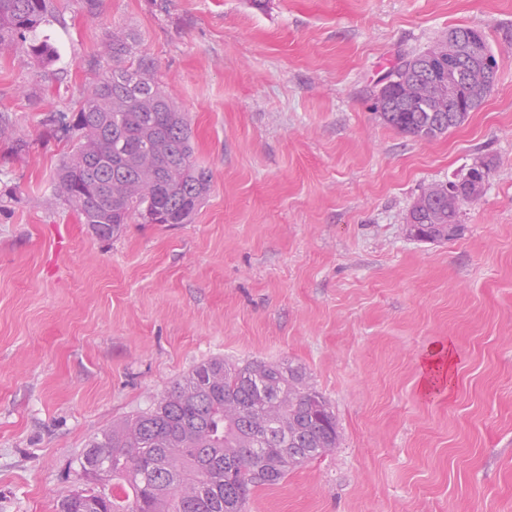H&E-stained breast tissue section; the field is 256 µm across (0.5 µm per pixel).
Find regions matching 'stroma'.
<instances>
[{
	"instance_id": "obj_1",
	"label": "stroma",
	"mask_w": 512,
	"mask_h": 512,
	"mask_svg": "<svg viewBox=\"0 0 512 512\" xmlns=\"http://www.w3.org/2000/svg\"><path fill=\"white\" fill-rule=\"evenodd\" d=\"M55 6L52 67L0 50V512H55L93 433L214 358L306 368L338 423L246 512H512V0ZM459 25L485 32L494 92L433 140L382 122L381 78ZM113 32L187 113L211 188L191 223L104 240L53 175ZM477 157L461 235L410 237L417 195ZM443 341L453 386L422 395Z\"/></svg>"
}]
</instances>
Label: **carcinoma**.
Wrapping results in <instances>:
<instances>
[{
	"label": "carcinoma",
	"instance_id": "carcinoma-1",
	"mask_svg": "<svg viewBox=\"0 0 512 512\" xmlns=\"http://www.w3.org/2000/svg\"><path fill=\"white\" fill-rule=\"evenodd\" d=\"M57 21L52 0H0V49L26 47L40 66L57 60L43 28ZM424 52L402 57L377 97L381 119L399 133L432 139L447 133L452 112H472L485 101L488 79L471 65L459 97L436 89L432 70L459 62L485 32L449 29ZM104 76L84 88L72 121L76 142L54 177L56 195L83 223L109 239L132 217L162 216L187 224L210 189L196 159L186 115L154 81V63L135 55L131 38L111 35ZM461 210L448 211V187L424 188L407 218H418L432 241L462 231ZM340 446L336 414L309 381L305 368L222 358L197 367L154 398L145 411L95 433L78 459L77 486L57 512H244L254 491Z\"/></svg>",
	"mask_w": 512,
	"mask_h": 512
}]
</instances>
